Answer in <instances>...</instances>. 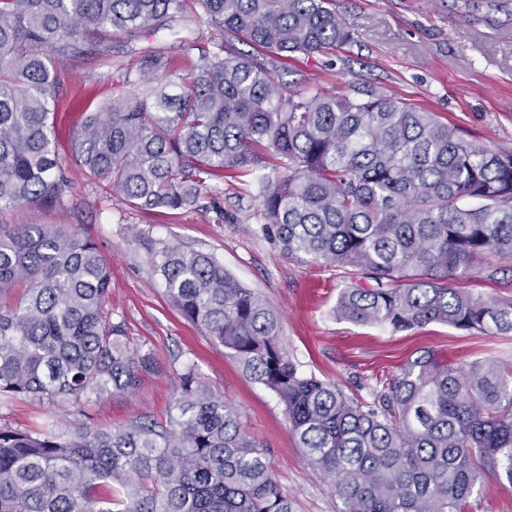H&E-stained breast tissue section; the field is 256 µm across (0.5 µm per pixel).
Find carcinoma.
<instances>
[{"instance_id":"1","label":"carcinoma","mask_w":512,"mask_h":512,"mask_svg":"<svg viewBox=\"0 0 512 512\" xmlns=\"http://www.w3.org/2000/svg\"><path fill=\"white\" fill-rule=\"evenodd\" d=\"M335 0H0V213L53 207L74 192L58 147L60 63H112L139 49L122 90L81 113L70 135L84 175L130 210L219 221L215 178L260 179L261 232L290 258L351 279L336 318L394 332L431 323L512 332V298L454 287L488 253L512 260V148L470 142L437 113L375 85L289 87L282 60L350 44ZM207 25L221 40L189 37ZM252 48L244 52L238 44ZM182 317L272 391L310 467L341 512H473L483 479L512 485V362L454 367L430 350L370 387L372 401L302 373L281 315L212 254L137 236ZM370 280L371 288L353 282ZM109 260L97 241L52 224L0 230V396L81 409L127 393L155 369L107 310ZM0 512H292L261 441L189 366L166 424L101 430L0 427Z\"/></svg>"}]
</instances>
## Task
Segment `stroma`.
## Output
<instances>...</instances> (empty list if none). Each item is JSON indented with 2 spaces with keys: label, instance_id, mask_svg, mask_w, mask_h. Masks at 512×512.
Segmentation results:
<instances>
[{
  "label": "stroma",
  "instance_id": "35a3bbf8",
  "mask_svg": "<svg viewBox=\"0 0 512 512\" xmlns=\"http://www.w3.org/2000/svg\"><path fill=\"white\" fill-rule=\"evenodd\" d=\"M354 41L331 55L299 56L286 63L292 85L329 90L373 84L392 96L437 112L462 137L488 146H512V0H336ZM57 121L71 131L88 104H99L120 87L119 66L84 55L63 65ZM76 193L57 208H22L0 215V225L56 224L88 232L108 258L112 286L107 303L123 321L131 348L153 353L157 369L142 375L127 394L92 399L76 414L70 404L50 407L27 398L0 399V426L29 428L45 421L78 420L109 430L136 418H168L181 373L195 366L217 395L232 402L244 430L260 439L273 474L293 512H338L341 503L307 463L276 395L243 372L237 358L185 320L164 295L134 233L185 242L212 253L245 287L282 315V342L301 372L338 384L346 394L368 398L373 376L395 371L422 350L455 366L473 359H512V333L485 336L441 324L407 332L337 319L343 281L335 267L288 257L273 238L256 230V192L237 180L208 182L226 211L249 216L246 224H217L187 211L170 217L126 209L88 184L68 165ZM495 278L474 272L456 286L489 299L512 298V261L490 254Z\"/></svg>",
  "mask_w": 512,
  "mask_h": 512
}]
</instances>
